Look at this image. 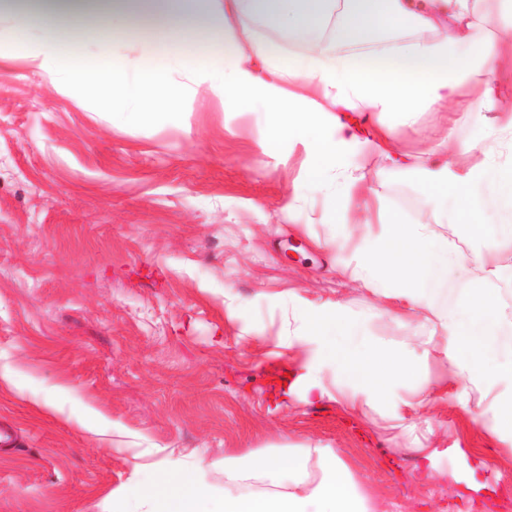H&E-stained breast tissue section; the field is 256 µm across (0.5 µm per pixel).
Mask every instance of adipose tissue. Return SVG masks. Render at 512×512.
<instances>
[{
  "instance_id": "obj_1",
  "label": "adipose tissue",
  "mask_w": 512,
  "mask_h": 512,
  "mask_svg": "<svg viewBox=\"0 0 512 512\" xmlns=\"http://www.w3.org/2000/svg\"><path fill=\"white\" fill-rule=\"evenodd\" d=\"M176 20L193 19L197 47L192 54L165 53L146 60L127 52L81 53L63 50L50 18H42L22 53L51 78L82 83L85 96L98 100L119 125L149 124L189 129L191 112L159 107L157 90L180 97L186 84L205 88L220 104L235 102L228 120L254 117L257 146L268 150L283 141L302 155V175L293 181L286 209L295 213L306 198V175L327 186V208L341 223L364 205L377 224L354 248L352 275L404 302L418 328L445 330L450 342L444 357L459 384L478 380L512 381V353L503 354L502 337L512 334V310L499 300V285L512 286V268L494 266L448 285L447 237L429 232L432 224H469L473 259H480L486 238L485 212L495 208L512 219V83L498 81L512 61V22L500 23L481 11L482 0H165ZM378 18L377 38L388 53L342 54L314 28H331L337 37L355 39L360 24ZM267 19L275 35L307 45L303 58L276 59L272 42L257 36L254 21ZM221 27L226 52L208 43L209 27ZM397 59L422 62L419 70L394 67ZM126 104L117 112L114 101ZM444 112L448 128L426 150L403 148L389 114ZM475 139H499L497 153L474 159L473 147L454 151L458 127ZM357 154L386 158L393 172L410 177L423 195L428 219L398 223L386 194L362 195L364 175L350 165ZM293 317L309 330L321 355L335 363L336 379L354 385L368 402L384 400L392 378L412 367L401 357L356 343L353 320L344 304L314 315L297 308ZM305 447L273 452L224 455V490L191 482L167 465H139L137 479L116 492L136 512H377L370 495L356 483L338 457L320 455L322 478L312 483ZM267 485L268 494H235L240 483Z\"/></svg>"
}]
</instances>
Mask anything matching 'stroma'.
<instances>
[{
  "label": "stroma",
  "instance_id": "stroma-1",
  "mask_svg": "<svg viewBox=\"0 0 512 512\" xmlns=\"http://www.w3.org/2000/svg\"><path fill=\"white\" fill-rule=\"evenodd\" d=\"M15 16L0 10V424L18 436L0 450V512H113L135 465L171 456L220 490L225 450L282 446L337 455L378 512H512V442L488 432L512 384L449 386L448 335L417 334L353 279L365 209L334 225L315 180L288 215L298 157L261 153L252 120L225 124L222 105L192 85L178 101L189 132L112 126L79 85L19 56L36 32ZM55 18L68 46L75 29L97 27L92 52L195 49L188 31L161 42L171 20L154 2L132 21L110 0ZM350 163L400 220L424 219V199L380 156ZM338 301L365 344L412 364L389 406L349 404L334 364L294 361L305 341L295 305ZM284 371L296 382L277 402ZM423 396L428 405L409 411ZM396 412L406 428H393ZM417 442L436 452L428 484L414 479ZM485 448L496 461L477 494L468 463Z\"/></svg>",
  "mask_w": 512,
  "mask_h": 512
}]
</instances>
